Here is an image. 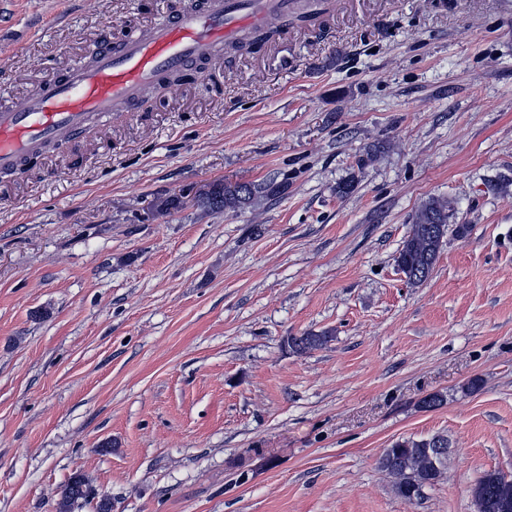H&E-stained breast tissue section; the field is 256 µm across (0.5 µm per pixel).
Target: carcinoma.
Returning <instances> with one entry per match:
<instances>
[{
  "label": "carcinoma",
  "mask_w": 512,
  "mask_h": 512,
  "mask_svg": "<svg viewBox=\"0 0 512 512\" xmlns=\"http://www.w3.org/2000/svg\"><path fill=\"white\" fill-rule=\"evenodd\" d=\"M288 190V178L269 179L260 183H214L195 197V204L212 212H235L269 200ZM451 202L431 197L421 204L413 218L409 234L402 242L396 263L411 284L425 281L431 274L444 238L448 233ZM332 340L329 332L308 333L290 339L289 345L297 354L323 347ZM448 436L434 435L427 439H401L384 449L378 467L393 482L394 491L411 500L422 487L439 481L448 461ZM477 512H512V480L496 471L485 472L472 489ZM95 502V512H112V499L96 495L86 477L73 474L60 491L58 512H73L81 504Z\"/></svg>",
  "instance_id": "cac0c4a2"
}]
</instances>
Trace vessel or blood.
I'll list each match as a JSON object with an SVG mask.
<instances>
[{
    "label": "vessel or blood",
    "mask_w": 512,
    "mask_h": 512,
    "mask_svg": "<svg viewBox=\"0 0 512 512\" xmlns=\"http://www.w3.org/2000/svg\"><path fill=\"white\" fill-rule=\"evenodd\" d=\"M292 8L293 0H201L128 37L105 33L89 58L45 76L23 98L0 104V170L20 171L44 146L130 111L168 73L188 71L206 81L207 64L218 60L224 43L274 20L287 26Z\"/></svg>",
    "instance_id": "vessel-or-blood-1"
}]
</instances>
